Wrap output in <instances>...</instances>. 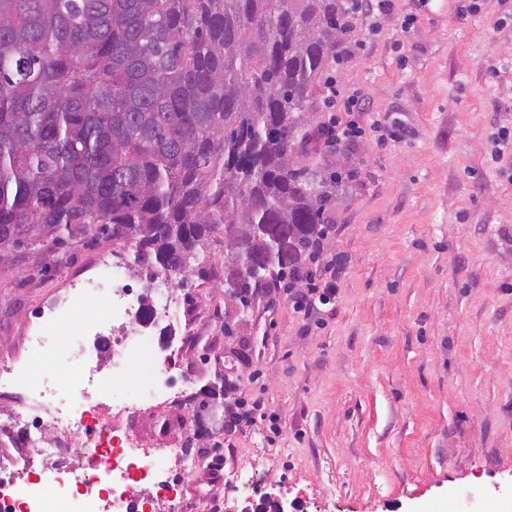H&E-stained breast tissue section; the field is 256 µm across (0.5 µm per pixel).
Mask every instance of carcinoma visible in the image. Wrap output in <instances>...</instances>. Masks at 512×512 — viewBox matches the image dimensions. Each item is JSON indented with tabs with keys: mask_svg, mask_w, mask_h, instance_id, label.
Wrapping results in <instances>:
<instances>
[{
	"mask_svg": "<svg viewBox=\"0 0 512 512\" xmlns=\"http://www.w3.org/2000/svg\"><path fill=\"white\" fill-rule=\"evenodd\" d=\"M359 0H0V249L90 232L170 278L226 224L253 293L326 238L342 180L295 166Z\"/></svg>",
	"mask_w": 512,
	"mask_h": 512,
	"instance_id": "obj_1",
	"label": "carcinoma"
}]
</instances>
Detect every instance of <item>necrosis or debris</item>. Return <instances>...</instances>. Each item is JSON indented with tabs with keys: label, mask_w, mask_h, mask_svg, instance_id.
I'll return each instance as SVG.
<instances>
[{
	"label": "necrosis or debris",
	"mask_w": 512,
	"mask_h": 512,
	"mask_svg": "<svg viewBox=\"0 0 512 512\" xmlns=\"http://www.w3.org/2000/svg\"><path fill=\"white\" fill-rule=\"evenodd\" d=\"M55 323V318L45 319L29 337L24 354L0 370V404H10L14 411L12 420L0 423V438L10 440L18 430H25L26 447L40 452L53 476L54 499L46 501L19 472L17 456L5 450L0 452V512H48L53 502L61 512H129L134 490L147 485L162 492L172 512H187L188 502L167 478L169 449L139 453L132 450L127 436L103 427L85 398L86 376L70 381L72 399L64 413L52 408L51 389L32 385L33 361L54 352ZM32 420L50 423L54 442H47L41 431L29 430ZM75 430L83 434L81 446L87 461H80L69 450L68 437Z\"/></svg>",
	"instance_id": "necrosis-or-debris-1"
}]
</instances>
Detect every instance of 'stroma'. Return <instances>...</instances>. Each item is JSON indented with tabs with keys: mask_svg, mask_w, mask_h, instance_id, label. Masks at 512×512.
Masks as SVG:
<instances>
[{
	"mask_svg": "<svg viewBox=\"0 0 512 512\" xmlns=\"http://www.w3.org/2000/svg\"><path fill=\"white\" fill-rule=\"evenodd\" d=\"M478 12H469L470 2ZM411 29H403L406 17ZM338 88L361 89L362 121L389 116L402 139L341 144L355 171L330 206L324 254L344 259L330 303L294 309L263 288L249 312L224 292V254L167 290L187 319L101 323L113 291L132 303L158 284L130 267L113 289L77 283L123 256L106 239L0 251V367L38 318L72 310L41 381L93 368L92 403L143 448L221 449L244 484L183 479L213 512L261 488L298 512H512V0H391L364 8L344 36ZM138 334L168 363L159 384L189 403L136 407L111 386L117 336ZM257 403L255 421L224 427L226 408Z\"/></svg>",
	"mask_w": 512,
	"mask_h": 512,
	"instance_id": "35a3bbf8",
	"label": "stroma"
}]
</instances>
